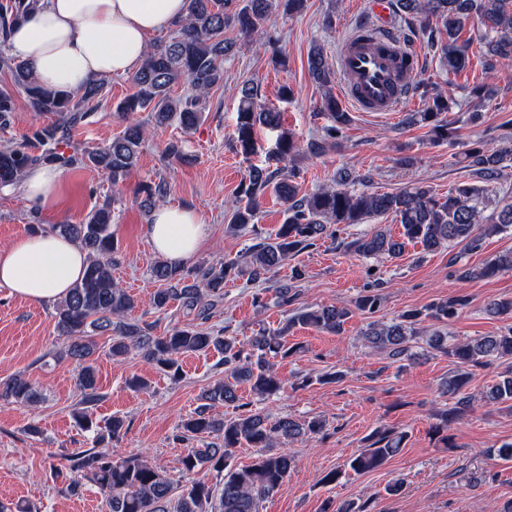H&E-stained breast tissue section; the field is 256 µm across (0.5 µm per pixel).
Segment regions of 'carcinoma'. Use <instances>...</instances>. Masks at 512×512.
Segmentation results:
<instances>
[{
  "label": "carcinoma",
  "instance_id": "obj_1",
  "mask_svg": "<svg viewBox=\"0 0 512 512\" xmlns=\"http://www.w3.org/2000/svg\"><path fill=\"white\" fill-rule=\"evenodd\" d=\"M38 2L9 0L0 7V71L9 76L11 83L0 89V128L12 124L18 93L24 95L30 110L52 113L58 119L0 149L1 188L18 185L26 170L35 165L96 169L107 174L114 185L125 180L136 167L146 140V123L163 127L176 121L186 130L200 123L210 92L224 84V58L233 51L234 43L224 39L225 28L232 25L241 34L255 36L262 45L271 46L277 41L268 29L273 3H278L282 13L290 17L301 13L306 4V0H188L187 15L177 24L178 35L147 50L141 69L132 78L134 92L116 106L126 123L122 134L101 147L70 153L67 148L72 131L98 110L106 95V85L101 80L93 82L76 96L48 88L39 83L29 63L4 51L13 27ZM396 7L419 19L421 35L440 51V66L449 76H457L469 66V41L460 40V35L463 21L470 17L480 19L485 28V73L495 72L512 61V0H396ZM308 70L320 85L334 80V72L317 45L309 53ZM182 82L190 85L191 93L173 95L172 89ZM423 97L426 111L411 113L408 121L429 126L437 141L452 137L455 128L441 119L449 111L448 99L427 89ZM322 108L330 124L303 147L282 125L281 113L258 102V86L243 83L239 89L236 127V146L241 156L248 160L257 154L255 135L259 128L273 135L268 151L270 160L286 161L304 148L313 155L324 153L326 146L336 144L341 137L350 115L341 111L339 100L330 92L325 94ZM141 112L148 113V122L139 120ZM465 159L490 182L496 179L502 164L512 160V148L474 149L465 154ZM299 178L295 169H272L266 164L251 163L229 203L226 230L233 234L254 223L259 200L267 190H272L284 203L283 221L275 234L249 248L248 271L254 280L275 275L288 258L334 235L332 226L363 224L380 216L390 215L400 224L403 240L382 230L364 234L350 243L356 254L365 258H398L407 241L420 245L425 252L461 244L476 250L484 237L512 231V197L499 199L495 217L483 223L480 199L487 189L482 187L461 183L444 197L423 186L396 193L358 191L352 188L353 180L346 174L334 185L302 194ZM141 191L145 194L144 207L150 208L166 196L167 184L160 180L143 186ZM49 231L69 236L88 255L81 280L55 304L56 326L63 337V347L55 357L78 364L80 404L91 406L100 398L95 335L109 338L112 359L120 360L136 351L174 379L181 376V356L211 349L224 354V380L203 393L204 404L182 422L179 435L183 440L215 434L221 442L190 448L180 457L179 468L188 477L180 491H175L174 483L164 472L141 456H116L110 450L109 444L118 440L124 429L123 417L115 415L100 423L85 409L77 412L75 420L93 435L94 446L68 457L73 473L70 491L77 490L83 480L93 484L104 497L108 512H260L261 503L282 486L295 466L294 456L286 448H276V443L318 434L324 424L319 419L299 423L288 416L273 417L252 407L250 402L242 403L238 385H248L261 400L278 394L284 382L272 360L288 358L299 351L297 345H288L291 328L303 324L338 334L354 311L375 313L381 304L380 294L369 290L350 305L298 310L279 329L254 336L244 345L232 336L215 335L202 327L212 306L223 299L224 280L236 272L235 263L202 265L193 271H183L159 260L152 274L165 288L154 294L153 307L165 310L176 302L186 315H194L197 323L174 326L157 335L150 324L125 320L135 301L112 277L116 245L111 204L94 208L79 224H52ZM509 269L512 252L481 266L468 267L462 271V277L488 279ZM466 304V298L456 296L424 308L407 309L389 322H368L361 338L365 346L384 353L394 362L408 360L422 323L446 324ZM425 344L456 365L445 386L454 404L439 414L436 430L448 429V416H460L470 409L473 396L466 389L472 368L493 361L506 363V370L499 380L486 387L483 398L489 404L512 408V328L496 335L453 342L448 340V334L434 328ZM39 398L29 380H0L1 401L31 406ZM222 402L236 405V415H211L214 404ZM405 438L403 432L379 429L368 438L365 448L347 459L345 466L358 474L378 470L402 451ZM244 447L257 448L261 454L251 464L238 467L231 463L233 452ZM203 468L224 474L222 483L213 486L193 478Z\"/></svg>",
  "mask_w": 512,
  "mask_h": 512
}]
</instances>
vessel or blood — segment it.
Returning a JSON list of instances; mask_svg holds the SVG:
<instances>
[{"label": "vessel or blood", "mask_w": 512, "mask_h": 512, "mask_svg": "<svg viewBox=\"0 0 512 512\" xmlns=\"http://www.w3.org/2000/svg\"><path fill=\"white\" fill-rule=\"evenodd\" d=\"M411 56L396 33L374 26L355 31L338 56L347 102L359 112L398 111L410 96L404 63Z\"/></svg>", "instance_id": "obj_1"}]
</instances>
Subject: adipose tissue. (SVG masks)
Returning <instances> with one entry per match:
<instances>
[{"label":"adipose tissue","instance_id":"adipose-tissue-1","mask_svg":"<svg viewBox=\"0 0 512 512\" xmlns=\"http://www.w3.org/2000/svg\"><path fill=\"white\" fill-rule=\"evenodd\" d=\"M187 0H39L10 34V54L29 62L45 87L71 92L140 69L149 38L175 26ZM63 173L51 166L28 170L21 190L30 207L54 209ZM153 248L173 266L190 262L207 238L197 212L164 205L146 226ZM87 255L58 233L25 234L0 248V287L34 303L51 304L79 281Z\"/></svg>","mask_w":512,"mask_h":512}]
</instances>
